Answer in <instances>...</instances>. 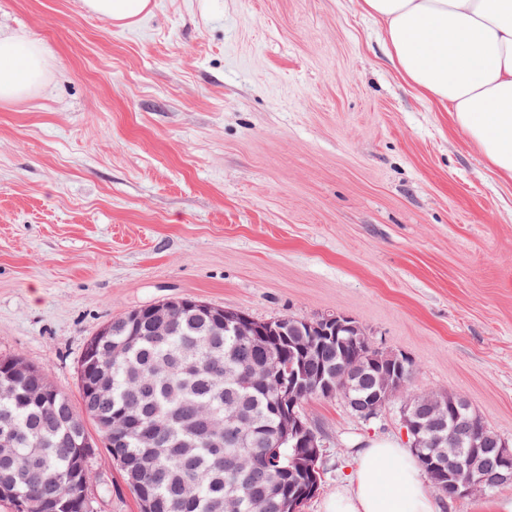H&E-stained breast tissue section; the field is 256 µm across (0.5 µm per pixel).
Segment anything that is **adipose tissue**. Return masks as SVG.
Wrapping results in <instances>:
<instances>
[{
  "label": "adipose tissue",
  "instance_id": "ef3b65f1",
  "mask_svg": "<svg viewBox=\"0 0 512 512\" xmlns=\"http://www.w3.org/2000/svg\"><path fill=\"white\" fill-rule=\"evenodd\" d=\"M384 25L397 72L446 106L488 163L512 179V0H362ZM48 60L24 34L0 30V102L34 92ZM324 512H436L417 457L394 440L371 439Z\"/></svg>",
  "mask_w": 512,
  "mask_h": 512
}]
</instances>
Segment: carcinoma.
I'll return each mask as SVG.
<instances>
[{
    "label": "carcinoma",
    "instance_id": "1",
    "mask_svg": "<svg viewBox=\"0 0 512 512\" xmlns=\"http://www.w3.org/2000/svg\"><path fill=\"white\" fill-rule=\"evenodd\" d=\"M286 337L240 339L229 332H215L210 320L190 310L167 328L157 332L151 316L143 317L136 334L132 327H117L112 319V338L95 357L80 358L78 366L94 373L107 372L112 381L108 397L95 404L79 388L80 405L74 406L62 392L33 398L22 385L0 393V427L21 437V442L0 459V480L32 501L30 512H45L42 502L63 501L87 495L86 488L71 481L77 451L75 445L88 438L87 422L103 435H112L113 459L126 461L137 483H128L137 501L156 498L154 512H252L250 495L269 497L268 512H281L282 499L292 496L300 477H290L288 468L303 449L277 444L279 418L274 408V386L279 372H288L293 361L289 350L312 345L313 351L298 359L299 369L310 377L349 364L354 374L342 384L344 395L366 401L377 388L378 373L399 369L404 393L415 402L418 420L424 424L446 423L441 434L464 440L462 457H467L468 434L477 414L462 398L447 395L449 407L438 415L427 406L431 393L409 390L414 363L383 352L353 347L348 334H311L305 319L282 317ZM261 367L272 373V383L252 385L250 370ZM236 411L251 428L243 439L229 429L205 432L201 419L224 420ZM119 415L112 431L100 418ZM502 439L483 428L479 454L491 478L501 468ZM253 460V479L229 465L234 458Z\"/></svg>",
    "mask_w": 512,
    "mask_h": 512
}]
</instances>
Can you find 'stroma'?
<instances>
[{
    "label": "stroma",
    "mask_w": 512,
    "mask_h": 512,
    "mask_svg": "<svg viewBox=\"0 0 512 512\" xmlns=\"http://www.w3.org/2000/svg\"><path fill=\"white\" fill-rule=\"evenodd\" d=\"M0 25L50 61L0 103V358L76 404L91 336L171 295L341 313L512 445V179L398 76L361 0H151L129 25L0 0ZM399 407L306 403L328 446L304 512L365 440L408 444ZM89 440L93 512H139Z\"/></svg>",
    "instance_id": "1"
}]
</instances>
